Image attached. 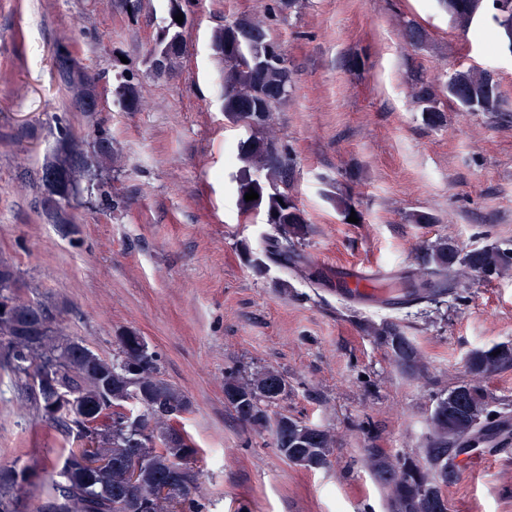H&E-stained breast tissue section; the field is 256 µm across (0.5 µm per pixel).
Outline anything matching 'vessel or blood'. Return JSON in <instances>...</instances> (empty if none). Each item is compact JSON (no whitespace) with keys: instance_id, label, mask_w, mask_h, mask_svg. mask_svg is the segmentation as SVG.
Listing matches in <instances>:
<instances>
[{"instance_id":"1","label":"vessel or blood","mask_w":512,"mask_h":512,"mask_svg":"<svg viewBox=\"0 0 512 512\" xmlns=\"http://www.w3.org/2000/svg\"><path fill=\"white\" fill-rule=\"evenodd\" d=\"M328 279L339 300L366 305L378 303L392 311L400 305L386 288L385 276L380 272L359 266H340L329 273Z\"/></svg>"}]
</instances>
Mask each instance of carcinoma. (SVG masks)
<instances>
[{"label": "carcinoma", "mask_w": 512, "mask_h": 512, "mask_svg": "<svg viewBox=\"0 0 512 512\" xmlns=\"http://www.w3.org/2000/svg\"><path fill=\"white\" fill-rule=\"evenodd\" d=\"M484 0H436L438 8L454 22L466 29L483 9ZM497 14L492 16L499 38L512 36V0H492ZM246 27L253 35L252 47L241 50L237 37ZM182 41L180 27L165 26L153 50L151 68L160 76L173 70L183 57L177 49ZM271 41L260 23L237 18L214 31L211 43L224 49L216 55L224 61V117L241 124L254 134L237 147L241 163L238 181L239 212L248 216L264 208L267 223L275 225L277 235L267 238V258L288 257V245L302 240L307 234L308 221L289 194L288 182L292 167L277 145L257 135L271 120L278 103L291 93L293 83L286 56L272 57L264 62L260 56L264 44ZM456 102L465 112H496L499 108L498 87L490 73L468 69L452 74L439 89L420 87L415 93L421 112L431 125L442 123L438 108L440 96ZM118 160L112 140L105 134L93 132L88 137L60 133L44 168L58 176L57 183L45 186L49 195H58L53 223L69 226L74 223L71 203L84 193H98L102 204L112 208L111 192L106 190L109 172ZM264 174V180L250 179L251 171ZM259 198L244 199L249 189ZM428 262L432 273L444 280L455 265H464L484 275L499 274L512 262V257L494 246L462 252L448 240L431 245ZM22 281L15 266L0 258V298L9 295L8 315H0V344L10 353L0 362L23 386L29 385L28 376L44 360L57 356L60 360V386L76 391L83 400L90 418L101 419L92 437L98 453L112 462L111 467L98 472H87L76 462L75 449L68 450L63 465L52 480L53 492L49 498L64 501L63 512H205V504L195 496L193 485L173 484L166 495L160 494L159 484L169 469V457L183 448L187 454H196L188 435L168 448L166 443L174 430L172 420L188 411L189 400L175 386L166 382L160 372L158 353L152 350L144 337L128 331L119 338L115 354L103 356L93 350L84 339L70 336L56 321H46L55 312L49 301L31 303L20 291ZM374 334L389 345L394 356L404 365L413 366L416 351L413 345L393 327L377 329ZM474 375L491 373L502 366L512 365V346L499 344L473 351L467 360ZM161 398V409L148 412V394ZM259 394L270 395L271 406L288 395V380L274 368H263L246 377L233 374L224 381V400L245 423L260 430L267 428L271 416L268 409L250 402ZM489 397L482 389L468 384L459 385L440 398L431 415L437 442L432 445L435 458L448 460V436L467 435L486 411ZM148 416L149 429L157 447L146 449L150 465L146 476L134 490L128 488V473L135 452V433L132 424L138 416ZM275 444L279 451L307 453L319 450L330 455V434L316 427L288 419V429L275 430ZM436 489L438 484L429 474L406 471L400 484L391 488L397 512H403V502L415 498L421 484ZM0 512H20L9 470L0 468Z\"/></svg>", "instance_id": "carcinoma-1"}]
</instances>
